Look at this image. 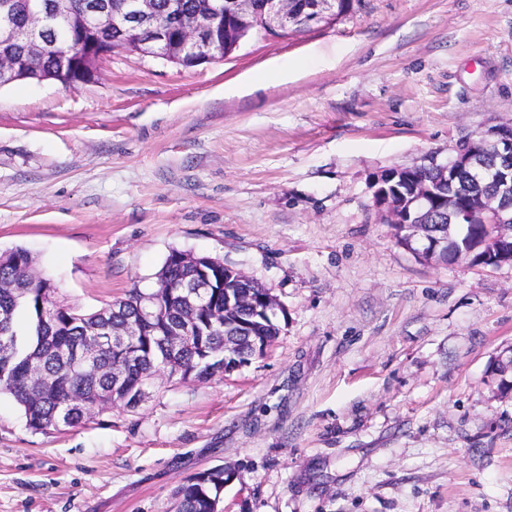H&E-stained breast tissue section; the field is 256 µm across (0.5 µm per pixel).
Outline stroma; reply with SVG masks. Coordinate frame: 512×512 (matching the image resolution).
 <instances>
[{
    "mask_svg": "<svg viewBox=\"0 0 512 512\" xmlns=\"http://www.w3.org/2000/svg\"><path fill=\"white\" fill-rule=\"evenodd\" d=\"M512 125V0H359L185 69L0 87V253L65 301L149 293L171 250L284 307L262 357L161 374L58 433L0 394V512H512V265L439 264L372 206L385 170ZM224 483V468L214 469L207 479L189 478L177 492L178 512H220L215 502Z\"/></svg>",
    "mask_w": 512,
    "mask_h": 512,
    "instance_id": "stroma-1",
    "label": "stroma"
}]
</instances>
